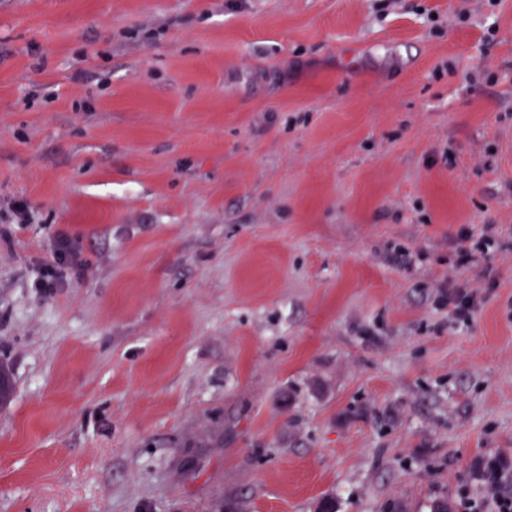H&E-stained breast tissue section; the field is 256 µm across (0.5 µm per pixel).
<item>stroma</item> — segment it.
Listing matches in <instances>:
<instances>
[{"label": "stroma", "instance_id": "35a3bbf8", "mask_svg": "<svg viewBox=\"0 0 512 512\" xmlns=\"http://www.w3.org/2000/svg\"><path fill=\"white\" fill-rule=\"evenodd\" d=\"M0 361V512H456L512 455V0H0ZM53 262L39 269L36 288L45 294H52L55 288H61L71 271L83 269L87 261L81 257L69 235L59 232L53 241ZM441 303L452 308L454 325L462 327H467L473 322L481 305L474 291L462 287L448 288V292L442 295Z\"/></svg>", "mask_w": 512, "mask_h": 512}]
</instances>
